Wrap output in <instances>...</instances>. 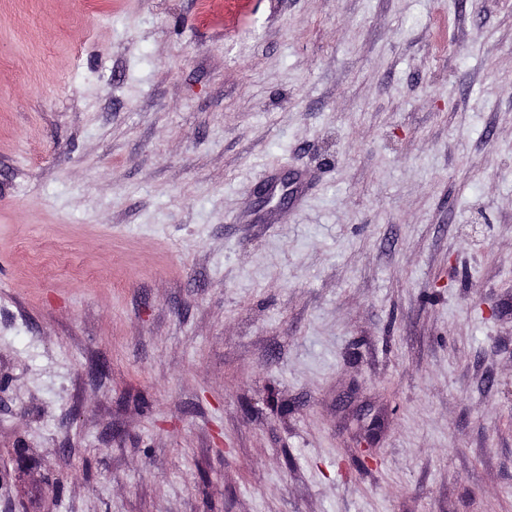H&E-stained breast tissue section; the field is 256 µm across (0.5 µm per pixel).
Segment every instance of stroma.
<instances>
[{"label": "stroma", "mask_w": 512, "mask_h": 512, "mask_svg": "<svg viewBox=\"0 0 512 512\" xmlns=\"http://www.w3.org/2000/svg\"><path fill=\"white\" fill-rule=\"evenodd\" d=\"M0 512H512V0H0Z\"/></svg>", "instance_id": "obj_1"}]
</instances>
